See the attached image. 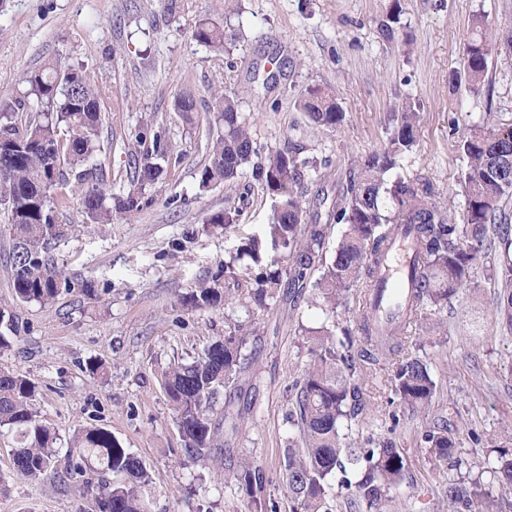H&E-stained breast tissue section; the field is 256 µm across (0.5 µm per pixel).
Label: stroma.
Wrapping results in <instances>:
<instances>
[{
  "instance_id": "stroma-1",
  "label": "stroma",
  "mask_w": 512,
  "mask_h": 512,
  "mask_svg": "<svg viewBox=\"0 0 512 512\" xmlns=\"http://www.w3.org/2000/svg\"><path fill=\"white\" fill-rule=\"evenodd\" d=\"M512 28V0H0V105L23 97L22 78L48 59L82 68L102 92L101 163L110 191H129L133 176L126 147L135 129L151 123L170 152L164 178L146 186L145 204L132 221L93 224L81 199L68 192L55 205L67 236L53 242L69 277L92 281L97 299L61 294L53 303L16 302L6 267L11 239L0 215V332L10 348L0 369L35 385L33 404L61 441L99 425L143 462V489L152 512H242V490L224 477L247 458L271 483L273 512L296 505L280 481L284 453L298 431L288 420L293 385L308 355L296 330L339 322L361 344L359 295L329 314L311 293L289 300L274 289L265 306L254 301L258 272L236 249L266 224L273 199L247 165L234 181L202 187L200 174L218 128L214 96L238 95L254 142L284 144L313 162L307 223L325 215L327 201L368 156L388 143L394 115L407 102L420 112L416 143L400 155L391 177L429 182L441 211L462 219L459 179L466 159L458 149L471 125L512 124V51L489 59L485 85L472 93L462 73L477 18ZM210 19L233 33L223 52L198 43L193 30ZM275 81H267L268 72ZM331 86L345 120L336 129L314 127L296 106L300 91ZM192 92L196 110L183 119L174 99ZM238 210L231 234L208 224L217 211ZM234 261L239 275L224 278ZM231 289L217 309L180 305L179 295L201 283ZM498 290L484 270L443 311L421 324L423 358L437 383L436 414L454 418L457 455L472 474L491 482L488 445L512 422V335L494 316ZM244 338L249 378L233 388L238 431H224L223 450L181 464L182 441L161 374L227 335ZM105 373L87 369L90 360ZM364 408L347 429L350 440L389 439L408 449V478L398 512H434L459 469L434 461L419 446L427 419L398 409L389 372L362 379ZM399 413L392 424L390 413ZM15 432L0 428V512H94L75 483L33 482L13 470Z\"/></svg>"
}]
</instances>
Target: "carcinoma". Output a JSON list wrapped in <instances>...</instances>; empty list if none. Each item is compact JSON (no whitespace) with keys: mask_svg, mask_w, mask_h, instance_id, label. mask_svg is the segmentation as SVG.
Segmentation results:
<instances>
[{"mask_svg":"<svg viewBox=\"0 0 512 512\" xmlns=\"http://www.w3.org/2000/svg\"><path fill=\"white\" fill-rule=\"evenodd\" d=\"M196 40L215 51L234 40L223 26L209 20L194 29ZM512 49V31L502 32L479 20L466 45L464 79L479 92L485 82L488 59L498 47ZM27 97L0 107V206L7 213L12 245L7 257L13 298L22 303L49 304L61 292L79 291L94 296L90 281H74L62 274L51 254V243L63 235L55 223L52 193L63 170L75 173V190L82 197L86 219L94 224L128 220L142 209L141 194L131 191L114 196L105 188L102 168L91 163L99 150L102 125L97 86L82 70L48 61L24 76ZM36 100L37 119L18 117ZM239 99L215 96L216 121L224 131L210 144L209 161L200 184L227 183L259 154L239 109ZM297 106L316 127L336 128L344 112L328 88L307 87ZM419 113L407 104L395 114L388 148L370 155L349 176L339 203L329 220L346 226L336 243L330 263L323 262L324 234L318 225L305 224L310 161L296 148L267 153L259 176L273 206L269 222L260 233L242 242L237 255H246L262 269L256 293L263 303L267 289L288 288L302 293L311 272L320 270L312 284L314 295L335 313L347 303L354 288L365 286L359 330L368 348L363 357L371 364L388 363L413 338L404 331L418 326L432 311H440L464 287L474 269L485 268L501 288L493 308L499 323L512 331V224L502 220L501 203L512 197V125L474 126L464 134L460 149L468 159L460 181L466 200L463 223L443 213L430 201L429 185L389 182L385 175L399 155L412 149ZM168 155V145L154 135L145 155L134 160V180L143 187L162 179L157 160ZM237 211L213 214L208 223L226 231L237 223ZM407 228L415 242V288L401 312L380 334L375 327L379 293L376 272L393 237ZM229 296L202 285L182 297L196 308H213ZM298 335L309 358L295 396L290 422L299 438L288 446L281 475L282 485L297 503L295 512H333L327 498L328 479L340 474L338 487L349 491L348 505L361 512H396L394 492L406 479V457L390 441L354 444L341 434L344 421L357 416L359 384L356 383L353 343L336 338L335 327L298 325ZM243 340L229 335L210 344L189 361H175L163 373V389L173 407L182 441V463L193 462L219 448L224 420L234 418L230 404L218 406L219 397L249 368L242 356ZM391 385L399 405L412 412L431 411L436 383L424 360L406 354L393 363ZM33 383L25 376L0 369V427L17 433L13 468L22 477L36 480L58 473L59 449L54 429L38 419L30 404ZM427 453L438 462L462 467L457 443L445 419H437L422 433ZM495 457L487 460L493 481L512 490V426L492 440ZM95 463L101 478L85 479L86 467ZM112 474L120 477L114 481ZM82 478L80 493L95 501L97 512H150L141 488L150 481L142 461L122 447L112 432L100 426L75 431L65 454L61 479ZM245 492L244 512H267L265 487L270 482L263 469L243 460L228 474ZM492 485L481 477H467L445 490L437 512H490Z\"/></svg>","mask_w":512,"mask_h":512,"instance_id":"obj_1","label":"carcinoma"}]
</instances>
